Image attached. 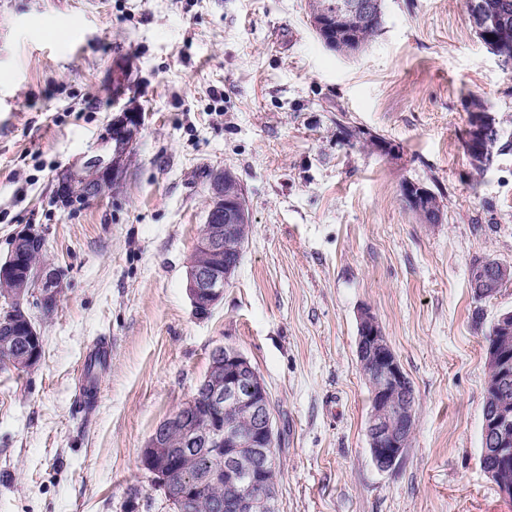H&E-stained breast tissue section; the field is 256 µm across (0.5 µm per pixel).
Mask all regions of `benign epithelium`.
Returning a JSON list of instances; mask_svg holds the SVG:
<instances>
[{
  "instance_id": "benign-epithelium-1",
  "label": "benign epithelium",
  "mask_w": 512,
  "mask_h": 512,
  "mask_svg": "<svg viewBox=\"0 0 512 512\" xmlns=\"http://www.w3.org/2000/svg\"><path fill=\"white\" fill-rule=\"evenodd\" d=\"M467 10L474 28L487 26L481 0H470ZM143 121L144 113L136 107L114 113L100 147L58 178L56 203L63 208L83 205L121 184L126 169L113 165L112 158L133 148ZM241 195L229 170L211 171L206 221L187 267V293L198 319L211 315L240 265L239 234L248 224ZM411 200L427 223L441 222L442 214L427 190L419 189ZM32 249L46 250V241L30 226L15 236L5 262L0 263V280L11 284L13 302L9 317L0 318V345L5 347L21 344L15 330L19 322L28 325L29 335H41L32 310L52 311L64 289L60 274L50 266L31 268L25 274L14 272L16 254ZM511 275L512 267L485 257L473 264L470 280L473 290L484 296ZM493 334L496 344L486 347V356L496 382L486 396L481 463L500 492L512 497V406L507 400L512 392L511 311L498 316ZM357 355L367 368L372 390L366 427L369 451L378 469L390 471L401 462L408 446L415 396L382 326L369 310L358 316ZM230 409L237 417L224 415ZM275 444L271 396L264 380L240 349L218 345L195 392L155 427L141 451L142 467L172 506L206 485H220L231 489L217 504L220 512H279ZM196 448L219 458L220 463L190 481L182 477L177 464L180 456Z\"/></svg>"
}]
</instances>
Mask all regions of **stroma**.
I'll return each mask as SVG.
<instances>
[{
  "instance_id": "stroma-1",
  "label": "stroma",
  "mask_w": 512,
  "mask_h": 512,
  "mask_svg": "<svg viewBox=\"0 0 512 512\" xmlns=\"http://www.w3.org/2000/svg\"><path fill=\"white\" fill-rule=\"evenodd\" d=\"M309 0H0V260L28 227L65 288L38 315L36 367L0 370V512H172L141 466L156 425L194 391L212 349L238 347L280 431V512H512L481 464L484 336L512 283L483 300L470 265H512V66L463 0H383L356 56L327 48ZM125 103L144 124L119 190L75 209L58 176ZM491 108L492 160L463 145L469 98ZM392 145L347 139L346 128ZM225 168L250 233L211 316L187 263ZM434 191L423 224L404 182ZM378 319L415 392L404 458L379 470L356 353ZM110 357L83 408L87 351Z\"/></svg>"
}]
</instances>
